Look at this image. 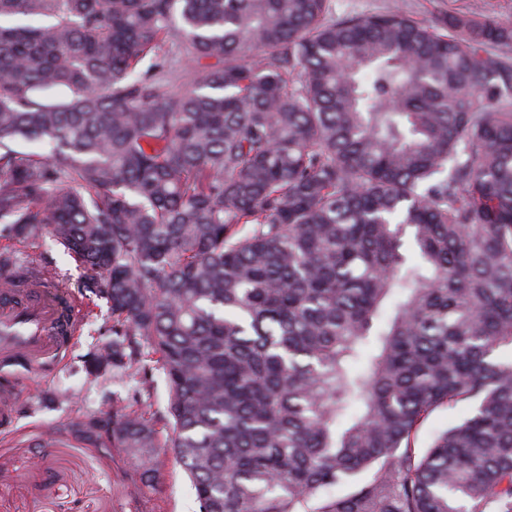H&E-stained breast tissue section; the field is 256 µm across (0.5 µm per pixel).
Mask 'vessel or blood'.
<instances>
[{
  "instance_id": "b4317fda",
  "label": "vessel or blood",
  "mask_w": 512,
  "mask_h": 512,
  "mask_svg": "<svg viewBox=\"0 0 512 512\" xmlns=\"http://www.w3.org/2000/svg\"><path fill=\"white\" fill-rule=\"evenodd\" d=\"M81 321L78 300L55 284L35 279L24 288H0V367L20 363L44 373L72 346Z\"/></svg>"
}]
</instances>
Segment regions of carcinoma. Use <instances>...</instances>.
<instances>
[{
	"label": "carcinoma",
	"mask_w": 512,
	"mask_h": 512,
	"mask_svg": "<svg viewBox=\"0 0 512 512\" xmlns=\"http://www.w3.org/2000/svg\"><path fill=\"white\" fill-rule=\"evenodd\" d=\"M333 5L0 0V224L111 311L88 377L162 375L76 430L143 488L170 448L198 512H512V23ZM473 408V403L462 402L452 408H443L433 413L419 434L417 446L425 448L434 433L448 428L451 424L461 422L471 414Z\"/></svg>",
	"instance_id": "cac0c4a2"
}]
</instances>
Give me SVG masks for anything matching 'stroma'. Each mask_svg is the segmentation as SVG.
Instances as JSON below:
<instances>
[{
	"label": "stroma",
	"mask_w": 512,
	"mask_h": 512,
	"mask_svg": "<svg viewBox=\"0 0 512 512\" xmlns=\"http://www.w3.org/2000/svg\"><path fill=\"white\" fill-rule=\"evenodd\" d=\"M392 3L418 20L431 21L461 11L512 22V0H335L337 12L377 10ZM40 262L55 267L56 284L85 298L82 268L60 246L32 248ZM97 320L86 326L58 369L24 376L9 427H0V512H197L191 483L168 458L157 490H139L118 450L106 451L75 441L78 421L109 412L113 392L135 396L136 378L115 375L87 381L84 360L97 344L110 340L111 320L98 303Z\"/></svg>",
	"instance_id": "1"
}]
</instances>
